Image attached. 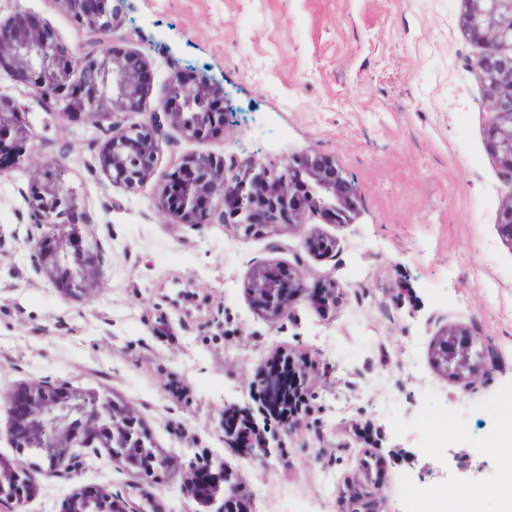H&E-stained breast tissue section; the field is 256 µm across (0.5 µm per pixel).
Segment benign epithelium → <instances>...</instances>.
<instances>
[{
    "label": "benign epithelium",
    "instance_id": "1",
    "mask_svg": "<svg viewBox=\"0 0 512 512\" xmlns=\"http://www.w3.org/2000/svg\"><path fill=\"white\" fill-rule=\"evenodd\" d=\"M80 24L94 34L112 26L111 0H60ZM464 32L482 45L474 67L486 88L485 127L496 165L512 177V0H463ZM22 71L26 81L67 119L87 117L109 134L101 166L113 184L134 191L151 175L159 140L165 127L178 129L194 141L204 142L224 130L223 98L185 72L171 74L157 109L143 113L142 121L114 130L117 112H138L147 79L145 60L92 40L80 56L55 40L38 20L15 17L0 21V68ZM25 112L0 99V172L4 149L15 147L9 166L24 157L32 141ZM30 221L46 231L27 238L35 270L57 288L81 296L103 283L104 270L97 246L84 240L77 227V197L65 186L60 164L46 162L35 171L28 196ZM157 209L177 224H233L244 239L264 236L283 226L299 227L317 218L325 224H352L359 214V198L342 170L321 155L291 156L280 167L259 160L240 161L209 153L184 155L159 192ZM502 236L512 245V201L498 215ZM259 311L276 322L298 301L322 302L309 289L300 269L284 271L271 264L255 266L245 283ZM471 340L468 333L446 331L434 343L433 354L444 370L459 380L471 377ZM264 405L259 413L286 397L282 376L259 377ZM11 416L10 436L20 456L0 460V512H22L34 491L33 471L22 456L24 442L35 443L42 463L38 472L47 478L74 470L81 448L122 450L118 459L139 450L149 454L148 471H161L181 480L188 497L205 512H251L250 495L237 472L219 462L211 470H224V487L209 497L198 495L196 478L177 472L172 461L143 438L145 429L137 413L108 392L89 396L64 395L55 387L29 384L4 399ZM100 502L116 512L112 495L99 489L77 492L66 512H86Z\"/></svg>",
    "mask_w": 512,
    "mask_h": 512
}]
</instances>
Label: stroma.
<instances>
[{
	"instance_id": "obj_1",
	"label": "stroma",
	"mask_w": 512,
	"mask_h": 512,
	"mask_svg": "<svg viewBox=\"0 0 512 512\" xmlns=\"http://www.w3.org/2000/svg\"><path fill=\"white\" fill-rule=\"evenodd\" d=\"M104 42L139 54L150 74L139 122L176 70L221 87L232 113L205 142L166 128L154 172L136 191L101 168L105 134L60 120L12 72L0 98L24 107L32 148L0 173V397L43 383L110 391L142 420L156 448L187 466L201 456L239 470L252 512H346L348 487L381 488L372 512H409L416 488L481 496L503 482L493 448L512 408V246L497 225L512 179L491 158L480 115L486 89L472 66L463 0H112ZM33 14L64 44L90 34L60 0H0V21ZM192 152L279 163L332 159L354 185L353 224H307L244 239L229 224H175L155 198ZM61 159L96 243L101 288L66 295L39 275L25 243L35 163ZM335 239L331 256L305 244ZM304 271L308 286L344 284L336 307L295 303L268 321L244 288L252 267ZM448 329L493 358L472 357L470 383L430 351ZM315 365L308 410L291 434L264 428L270 456L224 443L219 420L258 406L254 382L277 353ZM429 427L443 466L420 448ZM23 512H62L80 487H103L155 512H194L179 483L145 478L87 450L77 474L39 479Z\"/></svg>"
}]
</instances>
